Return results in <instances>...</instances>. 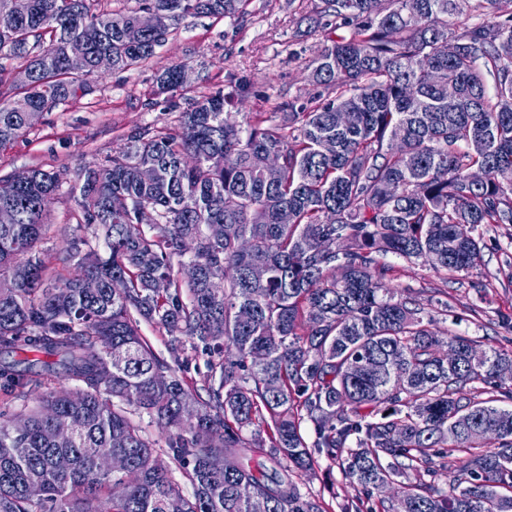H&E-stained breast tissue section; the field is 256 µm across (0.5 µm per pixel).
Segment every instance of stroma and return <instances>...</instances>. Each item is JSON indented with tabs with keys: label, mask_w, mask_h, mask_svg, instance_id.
<instances>
[{
	"label": "stroma",
	"mask_w": 512,
	"mask_h": 512,
	"mask_svg": "<svg viewBox=\"0 0 512 512\" xmlns=\"http://www.w3.org/2000/svg\"><path fill=\"white\" fill-rule=\"evenodd\" d=\"M326 35L311 0H250L241 19L186 18L146 66L90 78L86 95L42 113L24 136L1 147L0 176L35 167L73 170L84 162L105 161L123 150L131 132L175 131L177 110L190 108L200 93L226 87L234 78L250 82L237 111L272 118L277 105L311 91L305 65ZM175 63L190 69L186 87L172 97L155 95L157 76ZM78 221L67 190H60L48 206L44 247H65L67 233ZM482 233L488 251L481 270L447 279L429 263L390 255L389 279L399 293L411 295L434 317L435 330L504 345L512 342L507 325L512 318V238L506 228L494 224L484 225ZM300 486L323 498L329 512H339L338 502L363 494L324 460L301 475Z\"/></svg>",
	"instance_id": "stroma-1"
}]
</instances>
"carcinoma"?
Returning a JSON list of instances; mask_svg holds the SVG:
<instances>
[{
    "label": "carcinoma",
    "instance_id": "obj_1",
    "mask_svg": "<svg viewBox=\"0 0 512 512\" xmlns=\"http://www.w3.org/2000/svg\"><path fill=\"white\" fill-rule=\"evenodd\" d=\"M90 2L18 12L0 0V59L25 60L12 80L22 96L0 102V145L86 91L99 55L141 67L184 18L238 17L249 0ZM153 12L169 20L162 34L141 24ZM314 12L350 29L306 64L316 93L242 126L227 107L248 84L232 80L178 113L180 132L131 133L120 154L77 169L81 222L63 253L41 246L61 172L0 179V390L42 389L27 413L0 411V512H103L104 498L110 512H254L257 498L266 512H325L295 481L322 457L366 493L340 512H512V351L436 335L379 259L470 273L484 265L479 226L512 225V0H318ZM185 68H167L158 92L183 88ZM185 256L191 280L174 269ZM60 264L74 269L64 281ZM116 277L126 292H112ZM142 320L172 336L176 362L183 336L217 354L205 394ZM58 377L80 388L51 387ZM137 413L173 429L165 448ZM103 451L128 469L98 470ZM456 453L467 461L445 488ZM391 482L400 497L372 500ZM140 329L143 336H146L151 342L155 351L170 360L168 357V341L171 339V336L167 331L160 326L149 324L144 321H141Z\"/></svg>",
    "mask_w": 512,
    "mask_h": 512
}]
</instances>
